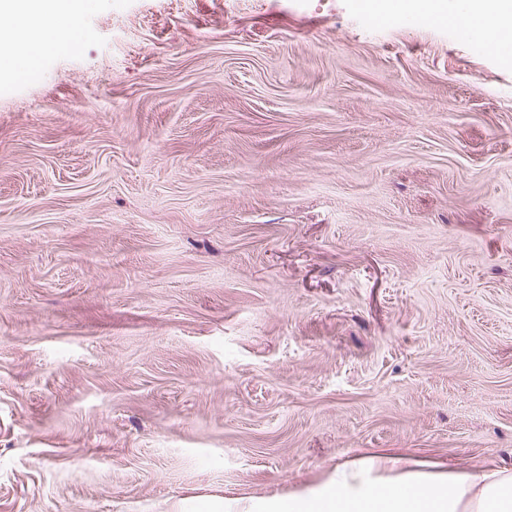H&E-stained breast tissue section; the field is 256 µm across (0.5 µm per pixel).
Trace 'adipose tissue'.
Here are the masks:
<instances>
[{
	"instance_id": "adipose-tissue-1",
	"label": "adipose tissue",
	"mask_w": 512,
	"mask_h": 512,
	"mask_svg": "<svg viewBox=\"0 0 512 512\" xmlns=\"http://www.w3.org/2000/svg\"><path fill=\"white\" fill-rule=\"evenodd\" d=\"M89 0H0V73L34 63L61 42L86 38L79 17ZM386 22L414 19L453 26L467 39L495 46L512 37V0H362ZM280 512H512V470L476 468L440 475L367 478L365 468L340 465L318 496L295 494Z\"/></svg>"
}]
</instances>
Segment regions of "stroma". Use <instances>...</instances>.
<instances>
[{"label": "stroma", "instance_id": "stroma-1", "mask_svg": "<svg viewBox=\"0 0 512 512\" xmlns=\"http://www.w3.org/2000/svg\"><path fill=\"white\" fill-rule=\"evenodd\" d=\"M358 4L93 0L0 79V512L512 468V60Z\"/></svg>", "mask_w": 512, "mask_h": 512}]
</instances>
